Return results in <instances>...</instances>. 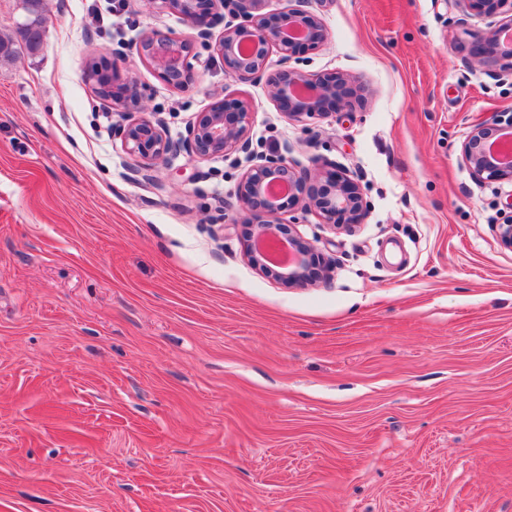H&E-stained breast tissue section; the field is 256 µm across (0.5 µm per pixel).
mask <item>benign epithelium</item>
Returning a JSON list of instances; mask_svg holds the SVG:
<instances>
[{"label": "benign epithelium", "instance_id": "7a95c632", "mask_svg": "<svg viewBox=\"0 0 512 512\" xmlns=\"http://www.w3.org/2000/svg\"><path fill=\"white\" fill-rule=\"evenodd\" d=\"M148 7L178 14L196 30L195 39L172 37L152 32L141 37L142 58L167 83L185 88L194 81L191 59L195 41H214L211 48L224 62V70L241 83L265 81L268 95L290 120L303 122L326 117L342 107L361 102L363 84L348 74L331 78L315 77L297 69L268 73L274 53L287 62L306 45H320L327 39L322 20L304 9L306 0L272 16L257 12L261 0H142ZM463 14L486 18L489 25L473 32L474 58L482 64L506 62L512 73V0H451ZM231 20L224 21L225 16ZM224 29L213 38V28ZM138 85L128 79H112V101L139 104ZM253 112L245 99H224L200 112L188 126L186 135L170 139L164 121L156 112H127L114 125V131L129 154L150 167L178 153L205 160L247 154L250 166L242 175L235 196L250 212L244 252L250 263L265 274L273 260L268 249L281 243L288 246L292 261L277 264L276 275L291 287H303L311 277L313 245L297 234H286L282 225L267 217L301 207L315 210L324 223L339 232H352L363 223L368 206L359 184L338 169H296L280 152L250 155L249 131ZM498 137L491 131L475 128L462 145L463 156L473 177L480 181L512 182V116L499 120Z\"/></svg>", "mask_w": 512, "mask_h": 512}]
</instances>
